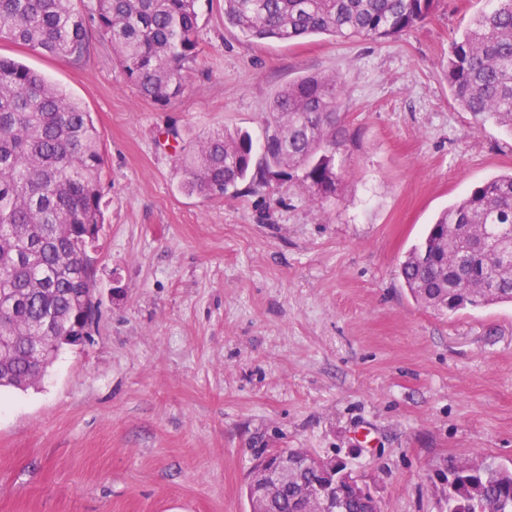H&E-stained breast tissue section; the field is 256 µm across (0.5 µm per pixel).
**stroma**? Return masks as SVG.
<instances>
[{
	"label": "stroma",
	"instance_id": "obj_1",
	"mask_svg": "<svg viewBox=\"0 0 512 512\" xmlns=\"http://www.w3.org/2000/svg\"><path fill=\"white\" fill-rule=\"evenodd\" d=\"M495 0H438L388 41L243 37L198 0L184 93L140 97L111 45L82 63L0 41L103 134L104 226L89 341L36 386L0 390V512H249L257 455L346 461L381 512H438L432 472L512 464V306L440 313L400 265L444 208L512 172V133L444 78L452 39ZM307 74L340 76L346 173L320 204L294 180L187 193L175 143L248 131Z\"/></svg>",
	"mask_w": 512,
	"mask_h": 512
}]
</instances>
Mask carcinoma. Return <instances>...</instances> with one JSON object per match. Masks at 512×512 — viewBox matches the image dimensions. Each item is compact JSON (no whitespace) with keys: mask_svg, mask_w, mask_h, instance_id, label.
I'll use <instances>...</instances> for the list:
<instances>
[{"mask_svg":"<svg viewBox=\"0 0 512 512\" xmlns=\"http://www.w3.org/2000/svg\"><path fill=\"white\" fill-rule=\"evenodd\" d=\"M437 0H224V19L253 40L325 34L384 41L426 20ZM196 0H95L99 40L140 95L158 106L178 97L200 54ZM0 40L73 63L89 49L75 0H0ZM451 95L480 123L512 132V0L478 15L454 38ZM340 76L306 75L273 99L263 142L247 131L209 132L181 155L193 194L222 196L239 184L297 177L317 202L336 198V151L345 140ZM103 136L91 113L42 74L0 56V387L36 385L80 325L92 286L91 250L103 227ZM512 173L475 187L432 224L406 255L401 277L416 301L438 312L512 303ZM43 340L50 356L30 348ZM289 454L294 481L250 512H377L371 491L354 490L350 467L305 448L258 457L254 475ZM437 485L440 512H512V468L476 453Z\"/></svg>","mask_w":512,"mask_h":512,"instance_id":"obj_1","label":"carcinoma"}]
</instances>
